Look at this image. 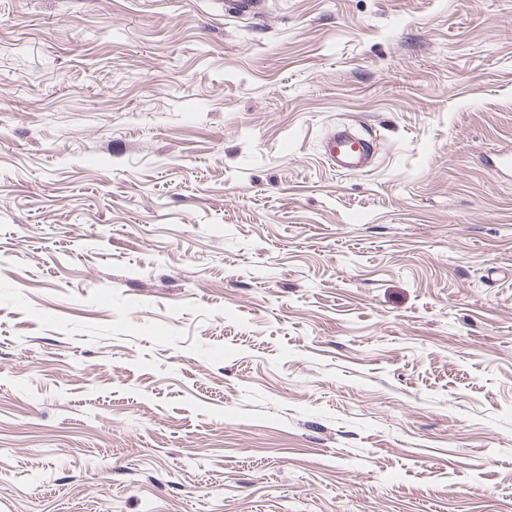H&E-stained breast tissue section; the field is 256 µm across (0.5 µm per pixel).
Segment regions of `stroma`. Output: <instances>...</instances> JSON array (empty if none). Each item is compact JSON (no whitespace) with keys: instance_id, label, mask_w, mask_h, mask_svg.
<instances>
[{"instance_id":"obj_1","label":"stroma","mask_w":512,"mask_h":512,"mask_svg":"<svg viewBox=\"0 0 512 512\" xmlns=\"http://www.w3.org/2000/svg\"><path fill=\"white\" fill-rule=\"evenodd\" d=\"M504 150L512 0H0V512H512ZM372 143L347 128L336 127L325 138V156L336 171L364 172L368 168Z\"/></svg>"}]
</instances>
